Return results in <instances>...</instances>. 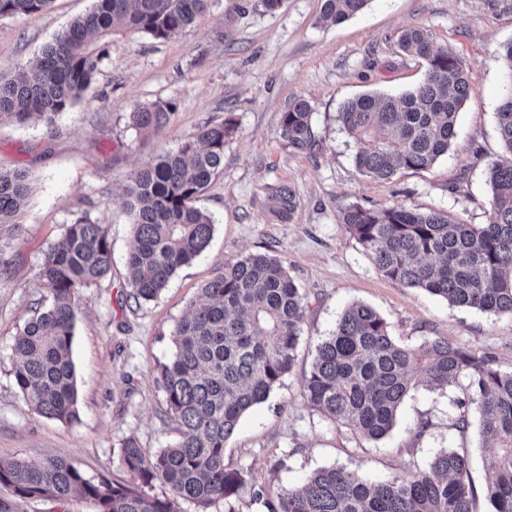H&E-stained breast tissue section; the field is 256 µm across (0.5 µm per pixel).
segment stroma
I'll list each match as a JSON object with an SVG mask.
<instances>
[{"mask_svg": "<svg viewBox=\"0 0 512 512\" xmlns=\"http://www.w3.org/2000/svg\"><path fill=\"white\" fill-rule=\"evenodd\" d=\"M90 6L91 0H52L39 14L0 18V71L17 73ZM320 10L321 0H283L273 12L261 0H212L192 30L172 38L117 33L82 99L54 124L0 127V167L25 168L33 180L21 233L1 254L10 265L0 279V458L37 464L53 456L95 481H129L120 464L128 439L151 457L179 437L157 383L174 325L225 260L263 252L284 262L310 308L292 372L244 414L225 443L226 465L247 473L237 512H261L256 493L296 485L318 468L343 466L384 480L460 446L470 451L475 491L492 478L477 427L462 435L448 425L456 387L411 394L392 431L368 441L312 408L302 376L316 343L355 301L379 312L404 344L445 336L512 370V314L452 308L385 278L341 222L353 204L487 222V165L502 154L496 112L512 0H368L358 15L332 26L321 22ZM412 27L429 29L437 44L455 51L475 81L448 155L428 170L375 181L356 172L358 146L337 115L359 94L397 95L420 81L422 60L396 46L400 31ZM296 98L313 110L319 148L312 153L293 151L280 134L281 115ZM155 101L174 104L171 123L148 134L130 128V112ZM227 117L236 131L224 147V168L197 202L213 219L212 241L155 300L136 301L125 266L132 241L127 179L198 125ZM280 183L298 199L287 221L266 201L268 186ZM81 219L107 225L113 263L106 280L82 291L72 346L78 420L65 424L32 412L14 384L11 354L45 296L39 273L49 247ZM422 417L431 427L418 441L413 427Z\"/></svg>", "mask_w": 512, "mask_h": 512, "instance_id": "stroma-1", "label": "stroma"}]
</instances>
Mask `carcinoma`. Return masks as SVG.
<instances>
[{
  "instance_id": "cac0c4a2",
  "label": "carcinoma",
  "mask_w": 512,
  "mask_h": 512,
  "mask_svg": "<svg viewBox=\"0 0 512 512\" xmlns=\"http://www.w3.org/2000/svg\"><path fill=\"white\" fill-rule=\"evenodd\" d=\"M368 0H322L321 19L336 24L359 13ZM51 0H0V18L30 16ZM211 0H94L93 7L45 46L18 75L0 72V125L50 123L74 107L94 80L110 39L130 31L168 39L192 28ZM399 49L425 62L422 80L399 95L362 94L347 101L338 121L356 143L362 176L389 180L400 170H427L448 154L456 123L474 83L471 70L426 28H409ZM501 58L509 90L497 129L506 162L488 164L491 189L485 224H459L439 210L403 206L347 207L342 223L377 271L405 288H420L453 308L512 313V42ZM172 105L154 102L130 113L138 132L170 124ZM235 132L231 118L208 121L175 151L165 150L135 170L124 189L133 240L127 287L151 301L176 273L209 245L214 224L195 205L224 166V146ZM281 137L296 152L317 139L311 105L295 99L281 117ZM30 193L25 170L0 169V273L5 237L19 232ZM270 210L287 220L298 206L294 189L269 187ZM112 268L108 227L82 219L67 226L43 263L46 303L18 333L13 346L14 383L33 412L70 424L77 418L72 358L80 290L100 284ZM308 307L307 295L273 256L249 253L224 261V272L204 284L188 314L171 331L173 348L158 383L165 412L180 438L154 457L130 439L121 465L133 482H94L67 461L39 464L0 459V486L20 498L92 500L98 512H178L190 501L224 512L247 483L244 471L224 462V443L242 416L268 400L293 369ZM458 389L448 412L450 427L466 434L478 417L482 451L494 476L483 490L485 512H512V371L494 367L446 337L418 346L398 342L371 306L354 302L336 329L316 345L302 378L304 396L331 422L365 440L393 429L404 399L418 389ZM159 481L170 496L152 497L142 487ZM265 512H477L467 449L448 448L425 466L413 465L384 481L363 479L344 467H325L295 486L257 494Z\"/></svg>"
}]
</instances>
